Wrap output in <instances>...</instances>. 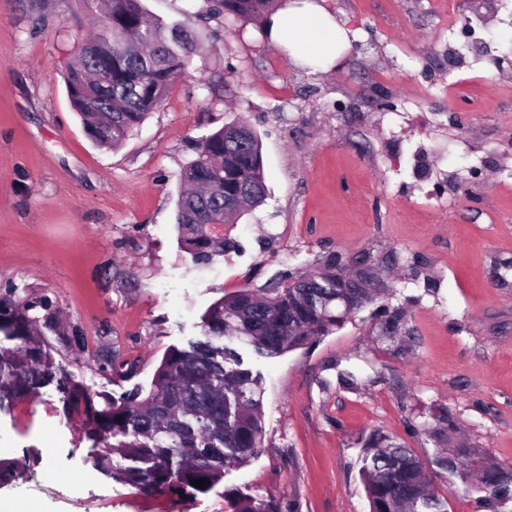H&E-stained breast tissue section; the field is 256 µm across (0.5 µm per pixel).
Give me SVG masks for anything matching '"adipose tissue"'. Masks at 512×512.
<instances>
[{
  "label": "adipose tissue",
  "instance_id": "adipose-tissue-1",
  "mask_svg": "<svg viewBox=\"0 0 512 512\" xmlns=\"http://www.w3.org/2000/svg\"><path fill=\"white\" fill-rule=\"evenodd\" d=\"M269 37L298 64L329 68L352 48L348 32L326 9L324 0H290L269 16Z\"/></svg>",
  "mask_w": 512,
  "mask_h": 512
}]
</instances>
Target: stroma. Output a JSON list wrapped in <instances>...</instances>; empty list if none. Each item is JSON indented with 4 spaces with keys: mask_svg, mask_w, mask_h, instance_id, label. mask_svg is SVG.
Masks as SVG:
<instances>
[{
    "mask_svg": "<svg viewBox=\"0 0 512 512\" xmlns=\"http://www.w3.org/2000/svg\"><path fill=\"white\" fill-rule=\"evenodd\" d=\"M353 49L296 66L250 24L215 36L118 148L96 146L63 73L96 14L0 0V297L31 304L52 354L98 398L148 390L166 352L202 334L225 294L304 274L331 255L386 293L312 344L276 357L238 344L261 377L264 451L183 500L107 478L95 443L48 385L0 410V459L20 512H231L236 488L293 512H369L362 440L384 433L421 457L474 448L512 463V71L448 64L449 13L479 0H326ZM482 39L512 51V0ZM259 133L264 204L240 250L194 265L180 247L182 166L233 118ZM402 313L396 336L386 322ZM361 372L347 385L343 370ZM448 415L451 428L422 422Z\"/></svg>",
    "mask_w": 512,
    "mask_h": 512,
    "instance_id": "obj_1",
    "label": "stroma"
}]
</instances>
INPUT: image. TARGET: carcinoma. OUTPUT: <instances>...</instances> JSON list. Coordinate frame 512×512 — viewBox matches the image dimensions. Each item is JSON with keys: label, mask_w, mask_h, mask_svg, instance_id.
I'll return each instance as SVG.
<instances>
[{"label": "carcinoma", "mask_w": 512, "mask_h": 512, "mask_svg": "<svg viewBox=\"0 0 512 512\" xmlns=\"http://www.w3.org/2000/svg\"><path fill=\"white\" fill-rule=\"evenodd\" d=\"M204 2L200 22L251 23L262 34L274 6V0ZM198 40V33L178 20L148 18L142 0H104L98 29L81 38L64 77L70 105L91 140L121 144L160 106L173 79L192 66ZM108 59L123 75L110 94L97 77L98 65ZM193 150L196 157L182 173L176 221L184 251L199 266L239 248L231 227L265 201L267 187L261 139L244 122L224 124L197 140ZM211 224H226L228 230L214 236ZM361 280L373 278L333 255L306 276H282L277 288L228 294L207 310L202 338L164 355L144 399L134 395L103 406L34 339L29 306L0 301V333L17 341L0 349V401L24 397L57 378L64 410L102 443L95 456L101 471L148 491L192 495L199 491L193 480L212 485L263 450L259 382L242 367L233 341H246L269 357L302 348L378 300V289L359 287ZM473 454L460 448L423 460L387 435L370 436L360 459L370 512H448V498L431 491L436 478L450 495L482 492L498 505L512 501V468L491 460L486 472L477 473L468 464ZM231 507V512H290L280 500L238 489Z\"/></svg>", "instance_id": "cac0c4a2"}]
</instances>
